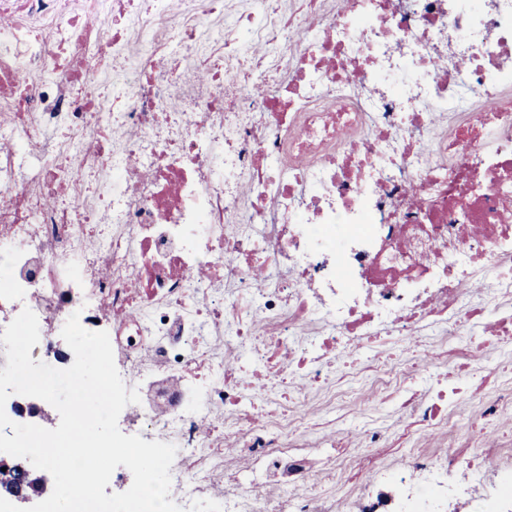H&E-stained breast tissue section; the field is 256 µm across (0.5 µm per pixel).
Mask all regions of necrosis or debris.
I'll use <instances>...</instances> for the list:
<instances>
[{"label":"necrosis or debris","instance_id":"necrosis-or-debris-1","mask_svg":"<svg viewBox=\"0 0 512 512\" xmlns=\"http://www.w3.org/2000/svg\"><path fill=\"white\" fill-rule=\"evenodd\" d=\"M118 2L120 33L109 0H0V331L32 310V355L65 369L67 319L104 326L140 395L123 432L176 446L182 507L469 512L476 462L512 447L484 340L512 335V0H293L284 86L231 51L196 84L164 64L198 55L222 0ZM94 56L138 73L104 96ZM103 171L117 181L88 203ZM382 334L431 337L408 378L468 346L488 429L466 431L474 456L438 451L447 393L409 396L418 428L387 494L338 502L314 486L337 443L310 442L311 396L257 423L242 359L313 388Z\"/></svg>","mask_w":512,"mask_h":512}]
</instances>
